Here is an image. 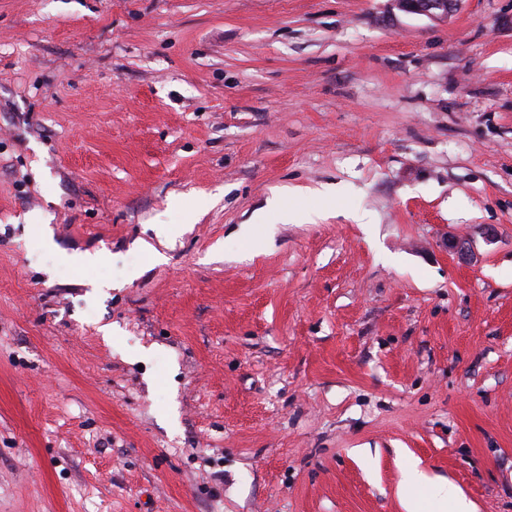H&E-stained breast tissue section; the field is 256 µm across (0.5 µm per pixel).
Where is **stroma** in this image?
<instances>
[{"instance_id":"35a3bbf8","label":"stroma","mask_w":512,"mask_h":512,"mask_svg":"<svg viewBox=\"0 0 512 512\" xmlns=\"http://www.w3.org/2000/svg\"><path fill=\"white\" fill-rule=\"evenodd\" d=\"M414 461L512 512V0H0V512H438ZM461 0H395L405 12L419 15H450L457 10Z\"/></svg>"}]
</instances>
